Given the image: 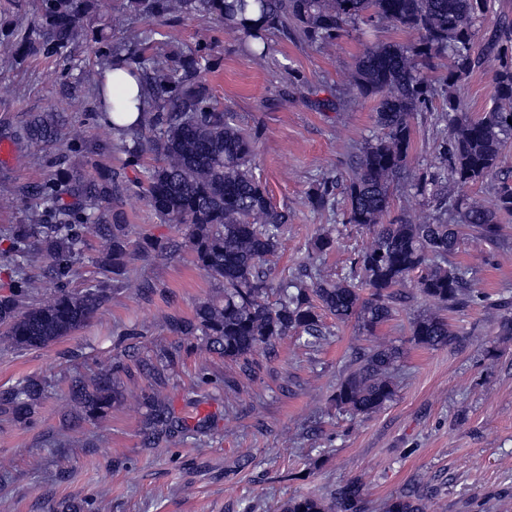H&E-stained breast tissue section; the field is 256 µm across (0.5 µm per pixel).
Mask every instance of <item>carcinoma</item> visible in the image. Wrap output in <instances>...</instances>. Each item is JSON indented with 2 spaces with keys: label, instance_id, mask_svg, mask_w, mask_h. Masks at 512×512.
<instances>
[{
  "label": "carcinoma",
  "instance_id": "1",
  "mask_svg": "<svg viewBox=\"0 0 512 512\" xmlns=\"http://www.w3.org/2000/svg\"><path fill=\"white\" fill-rule=\"evenodd\" d=\"M99 0H38L32 24L7 31L5 47L20 57L43 55L69 60L84 42L103 45L107 67L139 77L147 92L140 119L112 125L105 145L138 166L152 154L156 164L146 171V198L167 224H183V241L150 243L174 254L190 252L222 291L202 302L193 318L167 316L178 336L200 335L210 350L238 366L240 375L255 374L254 355L289 335L306 348H318L329 332L321 322L327 311L341 325L354 324L367 344L348 348L332 401L336 410L367 417L396 394L395 347L375 340L379 325L412 298L407 281L417 276V292L442 311H460L474 301L470 280L451 260L465 242L494 243L499 221L512 216V172L501 173L504 151L512 139V21L489 17L488 0H122L132 14L146 19L215 14L239 34L256 58L269 52L272 29L291 30L310 45L331 43L349 27L394 25L416 37L404 44L367 47L348 73L345 86L354 98L376 97L378 132L360 148L346 187L344 223L364 229L371 244L358 252L348 271L336 279L322 273L319 257L308 256L297 272L272 285L265 258L281 246L288 215L277 210L253 173L258 135L220 106L201 76L208 68L207 46H186L167 39L152 51L155 32L109 44L107 25L93 26ZM482 39L481 51L474 43ZM448 59L445 83L447 110L437 116L443 125L429 174L411 177L408 157L412 122L428 111L434 87L422 72L433 59ZM486 59L495 61L493 104L476 119L464 111L456 89ZM99 91L100 103L115 110L105 76L87 73ZM13 139L28 145L62 146L80 141L77 129L54 112H38L20 121ZM56 180L28 188L39 199L29 223L12 229L15 276L11 292L0 296V345L16 351L47 347L83 328L107 301L105 282L81 291L68 288L71 268L87 238L98 243L103 271L118 274L127 263V225L110 222L128 184L113 172L103 177L74 174L63 168ZM497 177L492 196L479 201L465 189ZM334 178L316 180L308 194L314 209H336ZM403 185L412 196L431 194L435 204L416 203L390 222L392 188ZM33 251L45 259L44 273L23 269ZM55 297L46 304L23 305L47 286ZM278 298L269 300L271 291ZM410 341L442 348L456 340L442 315L422 314L410 322ZM150 365L156 385L180 358V348L159 352ZM114 366L99 363L92 384L72 387L75 405L92 416L110 406ZM36 379H23L0 393V406L18 420L31 419L43 398ZM148 409L143 435L151 442L169 435L174 420L158 388L138 396ZM365 483L355 477L327 495L292 497L280 512H366ZM429 497L402 493L391 498L386 512H429Z\"/></svg>",
  "mask_w": 512,
  "mask_h": 512
}]
</instances>
